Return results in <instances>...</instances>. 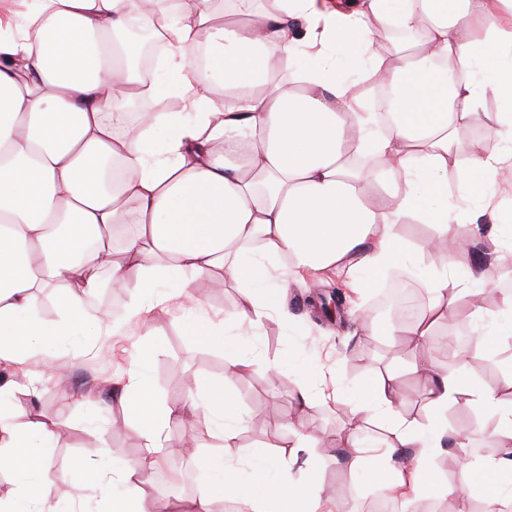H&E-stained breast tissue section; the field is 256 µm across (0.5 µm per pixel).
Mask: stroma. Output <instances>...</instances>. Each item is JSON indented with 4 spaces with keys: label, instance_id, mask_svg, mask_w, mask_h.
I'll list each match as a JSON object with an SVG mask.
<instances>
[{
    "label": "stroma",
    "instance_id": "obj_1",
    "mask_svg": "<svg viewBox=\"0 0 512 512\" xmlns=\"http://www.w3.org/2000/svg\"><path fill=\"white\" fill-rule=\"evenodd\" d=\"M270 274L273 285L286 287L292 317L263 319L255 352L294 375L312 368L310 384L314 387L340 379L344 401L326 403L313 398L302 428L304 434L318 437L336 432L348 418L349 399L390 365L410 364L418 354L417 347L409 339L387 345L383 334L366 333L358 323L357 308H370L372 287L383 281V274L360 269L359 278L370 281V288L347 292L340 317L332 321L309 300L335 286V276L290 282L279 264L271 267ZM245 306L238 283L228 280L218 298L204 303L203 311L213 323L229 330ZM192 317V312L174 300L154 306L136 320L118 319L115 332L98 326L62 337L51 350L66 366L62 375H51L40 359H31L23 366L32 384L27 398L19 399L14 389L0 397V411L45 422L53 431L52 479L68 494L58 503L59 512H98L103 493L84 465L90 450H98L105 463L115 457L132 461L141 456L140 426L128 400L114 397L113 392L128 385L142 354L148 357L146 376L158 400L195 399L202 395L205 383L225 382L245 420L233 442L238 465H245L250 453L268 441L272 430H279L284 444L295 442L290 424L297 404V383L274 387L263 372L253 370L225 378L224 348L189 336L186 325ZM181 434L180 426L170 425L164 464L137 476L138 485L153 488L163 500L194 497L207 483L198 458H180ZM307 458L308 475L322 484L347 482L349 512H370L375 503L386 499L384 490L367 474L347 467L342 449L312 448Z\"/></svg>",
    "mask_w": 512,
    "mask_h": 512
}]
</instances>
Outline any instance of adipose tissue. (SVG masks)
I'll list each match as a JSON object with an SVG mask.
<instances>
[{
    "mask_svg": "<svg viewBox=\"0 0 512 512\" xmlns=\"http://www.w3.org/2000/svg\"><path fill=\"white\" fill-rule=\"evenodd\" d=\"M275 8L244 19L219 18L212 0H37L19 26L0 32V363L26 360L65 335L44 321L38 294L60 289L61 314L90 317L87 299L112 285L129 291V315L143 310L157 289L194 301L200 277L237 281L249 304L225 335L193 319L198 339L228 348L224 375L268 370L259 355H244L256 327L272 314L287 315L280 292L264 288L263 259L286 260L289 270L355 273L402 265L409 247L398 229L411 216L437 225L425 250L440 264L422 286L427 303L415 322L395 324L390 334L412 337L421 351L415 366L427 375L426 422L403 415L394 375L370 382L354 399L347 424L326 436L347 449L346 464L384 480L364 448L360 419L384 422L381 459L395 451L412 456L386 491L407 499L440 490L446 512H467L483 489L491 512L503 507L502 478L512 472V381L493 386L469 378L465 351L440 361L434 327L455 310L459 294L499 285L512 262L499 238L488 235L480 258L466 263L449 248L448 228L460 220V199L470 178L484 185L485 208L498 186L512 180V109L486 112V95L512 106V0H347L330 6L323 24L308 10L312 0H276ZM153 16V34L165 44L162 68L172 83L145 78L116 43L133 14ZM423 33L421 43L395 46V65L381 68L384 84L400 86L399 114L380 125L367 94L356 92L355 72L336 50L373 49L394 31ZM315 48L309 69L290 71L288 84L274 67L295 62ZM205 54V65L196 57ZM440 60V72L429 63ZM222 87L223 97L212 90ZM168 91L183 109L158 112L125 124V103ZM483 140L465 139L474 124ZM376 158L369 170L356 156ZM465 157L456 192L448 190V165ZM131 227L124 265L112 261L117 226ZM468 265L466 278L455 271ZM150 413L141 424L144 454L114 470L92 463L101 482L119 488L112 512H164L135 482L156 462L171 423L199 408L239 420L223 384L205 387L204 402L155 401L146 379L134 387ZM466 406L495 421L498 452L478 469L440 483L432 464L443 435L467 451V433L448 430L450 406ZM236 436L221 434V454L211 456L207 493L185 512H210L213 496H231L247 512H320L341 497L334 487L297 479L290 463L303 437L278 456L253 451L250 479H242L226 452ZM52 432L45 423L0 414V468L15 475L0 496V512H53L58 497L48 457Z\"/></svg>",
    "mask_w": 512,
    "mask_h": 512,
    "instance_id": "ef3b65f1",
    "label": "adipose tissue"
}]
</instances>
